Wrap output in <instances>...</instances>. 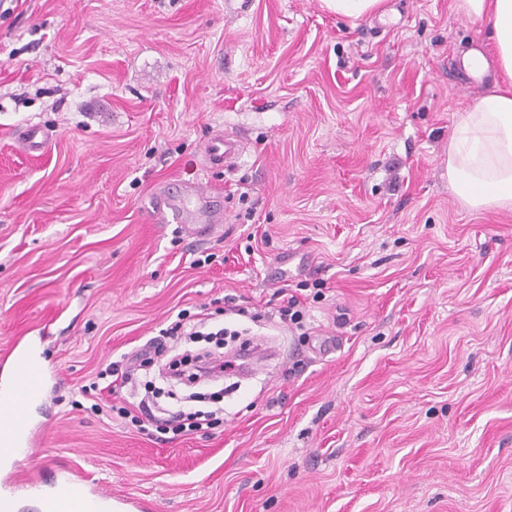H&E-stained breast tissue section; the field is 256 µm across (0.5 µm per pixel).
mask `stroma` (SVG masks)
<instances>
[{"instance_id": "1", "label": "stroma", "mask_w": 512, "mask_h": 512, "mask_svg": "<svg viewBox=\"0 0 512 512\" xmlns=\"http://www.w3.org/2000/svg\"><path fill=\"white\" fill-rule=\"evenodd\" d=\"M476 46L455 0H0V361L50 374L12 478L70 469L143 512H512V210L443 176L493 84ZM225 133L237 167L206 168ZM199 179L224 209L201 241L152 210ZM283 288L303 328L272 320ZM182 310L258 317L264 355L207 382L209 427L174 433L167 400L137 431L98 372ZM337 15L358 18L382 8L384 0H322ZM16 139L22 149L29 152H42L48 146L51 135L39 127L31 126L20 130Z\"/></svg>"}]
</instances>
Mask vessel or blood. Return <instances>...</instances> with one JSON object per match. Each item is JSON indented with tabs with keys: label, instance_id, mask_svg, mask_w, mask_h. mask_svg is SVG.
I'll list each match as a JSON object with an SVG mask.
<instances>
[{
	"label": "vessel or blood",
	"instance_id": "1",
	"mask_svg": "<svg viewBox=\"0 0 512 512\" xmlns=\"http://www.w3.org/2000/svg\"><path fill=\"white\" fill-rule=\"evenodd\" d=\"M20 147L29 152L46 149L50 136L44 130L31 126L20 130L16 136ZM241 148L232 137L219 139L210 149L207 162L221 165L239 156ZM157 219L179 224L190 238L201 239L213 235L222 224V212L212 208L198 213L191 212L184 202L159 192L153 201ZM10 394L0 400V460L13 456L15 449L33 450L35 442L30 430L28 408L46 394L47 374L23 350L12 349ZM26 488L42 495L46 512H119L120 502L111 494L91 487L77 474H70L61 481L47 482L39 474L29 477Z\"/></svg>",
	"mask_w": 512,
	"mask_h": 512
}]
</instances>
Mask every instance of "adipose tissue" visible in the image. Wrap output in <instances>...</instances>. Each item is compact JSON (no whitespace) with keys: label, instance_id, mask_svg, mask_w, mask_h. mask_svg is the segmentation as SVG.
<instances>
[{"label":"adipose tissue","instance_id":"obj_1","mask_svg":"<svg viewBox=\"0 0 512 512\" xmlns=\"http://www.w3.org/2000/svg\"><path fill=\"white\" fill-rule=\"evenodd\" d=\"M467 18L488 23L494 61L479 52L463 59L475 76L496 68L491 93L458 116L448 140L446 174L460 200L474 210L512 209V0H456Z\"/></svg>","mask_w":512,"mask_h":512}]
</instances>
